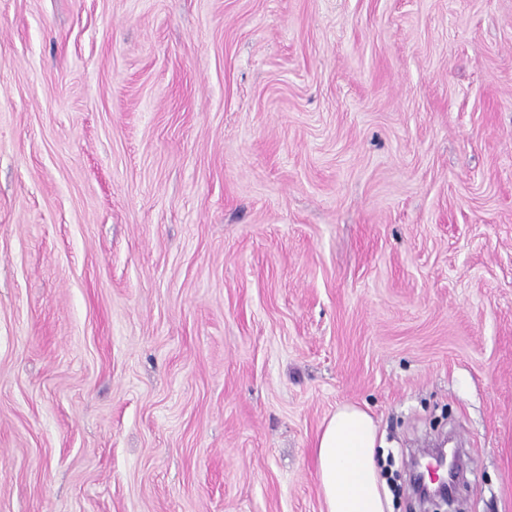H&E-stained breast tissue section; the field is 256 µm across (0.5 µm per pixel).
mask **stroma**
Here are the masks:
<instances>
[{"label": "stroma", "mask_w": 512, "mask_h": 512, "mask_svg": "<svg viewBox=\"0 0 512 512\" xmlns=\"http://www.w3.org/2000/svg\"><path fill=\"white\" fill-rule=\"evenodd\" d=\"M342 403L512 512V0H0V512H321Z\"/></svg>", "instance_id": "35a3bbf8"}]
</instances>
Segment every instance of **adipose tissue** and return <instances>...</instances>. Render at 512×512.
I'll return each instance as SVG.
<instances>
[{
    "mask_svg": "<svg viewBox=\"0 0 512 512\" xmlns=\"http://www.w3.org/2000/svg\"><path fill=\"white\" fill-rule=\"evenodd\" d=\"M381 446L378 426L366 410L337 406L312 450L323 512H392L377 467Z\"/></svg>",
    "mask_w": 512,
    "mask_h": 512,
    "instance_id": "1",
    "label": "adipose tissue"
}]
</instances>
